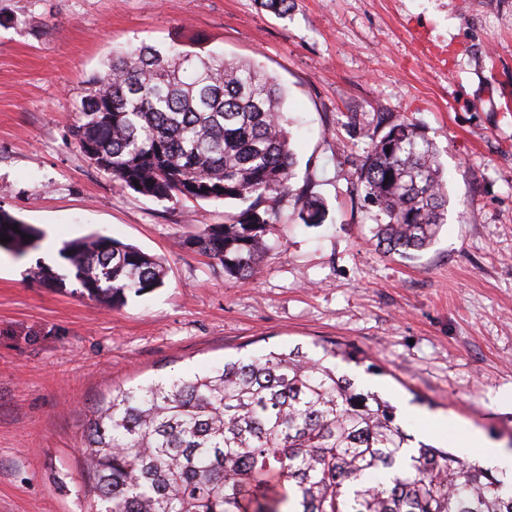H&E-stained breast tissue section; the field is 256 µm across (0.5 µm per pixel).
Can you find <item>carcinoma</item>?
I'll list each match as a JSON object with an SVG mask.
<instances>
[{"instance_id":"carcinoma-1","label":"carcinoma","mask_w":512,"mask_h":512,"mask_svg":"<svg viewBox=\"0 0 512 512\" xmlns=\"http://www.w3.org/2000/svg\"><path fill=\"white\" fill-rule=\"evenodd\" d=\"M284 92L258 63L203 42L112 51L88 80L69 131L76 148L119 185L157 201L240 206L181 241L241 282L256 278L293 200L305 224L325 206L292 185L295 153ZM377 208L374 237L404 259L431 246L448 214L433 143L402 120L371 140L356 171ZM0 242L23 255L42 233L0 209ZM67 273L31 277L112 308L164 285L163 261L110 236L63 244ZM297 347L227 361L201 373L117 388L93 410L82 459L86 512H512V490L442 448L410 446L396 410L357 388L328 357Z\"/></svg>"}]
</instances>
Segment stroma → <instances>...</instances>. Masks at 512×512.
Instances as JSON below:
<instances>
[{"label":"stroma","instance_id":"stroma-1","mask_svg":"<svg viewBox=\"0 0 512 512\" xmlns=\"http://www.w3.org/2000/svg\"><path fill=\"white\" fill-rule=\"evenodd\" d=\"M175 38L277 80L293 185L325 204L320 224L281 204L250 283L181 245L230 205L142 196L70 142L113 49ZM401 118L448 188L446 224L411 259L376 248L353 176ZM0 209L43 233L0 251V512H84L76 449L113 388L297 345L361 352L338 372L416 440L454 448L476 430L512 453V0H292L284 18L255 0H0ZM92 233L160 257L163 287L107 309L30 279Z\"/></svg>","mask_w":512,"mask_h":512}]
</instances>
